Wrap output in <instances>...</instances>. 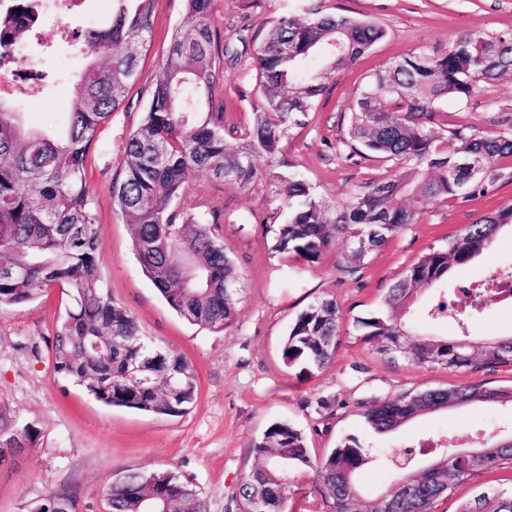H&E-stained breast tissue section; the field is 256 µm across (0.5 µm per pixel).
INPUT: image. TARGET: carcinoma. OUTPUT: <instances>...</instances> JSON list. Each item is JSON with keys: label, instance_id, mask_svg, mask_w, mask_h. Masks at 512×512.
Returning a JSON list of instances; mask_svg holds the SVG:
<instances>
[{"label": "carcinoma", "instance_id": "carcinoma-1", "mask_svg": "<svg viewBox=\"0 0 512 512\" xmlns=\"http://www.w3.org/2000/svg\"><path fill=\"white\" fill-rule=\"evenodd\" d=\"M112 18L87 28L86 59L65 130H30L20 112L0 98V307H20L44 288H61L70 299L56 321L51 344L55 373L111 407L178 417L198 398L195 369L180 354L149 345L136 318L108 293L98 267L93 192L87 180L90 152L104 125L122 105L138 74V59L153 28L154 0H114ZM217 0H185L190 20L175 30L154 76L143 123L127 139L125 174L112 187L121 214L132 226V245L144 275L166 304L193 325L222 330L232 325L242 299L240 274L224 248L218 216L191 193L196 174L240 189L261 180L277 184L288 204V222L275 232V252L285 260L320 262L338 243L348 265L360 267L433 205L492 191L494 171L512 161V134H480L448 125L443 100L468 104L484 84L512 77V34L469 31L443 53L411 50L376 71L349 108L347 158L388 164L344 204L331 205L304 179L274 172L282 142L306 125L317 98L340 66L352 65L385 36L377 24L346 15L308 12L282 18L253 57L262 103L252 126L240 133L224 125V68L214 50ZM16 26L0 9V30L15 39H43L37 5ZM292 87L291 94L283 89ZM455 147L448 149V140ZM180 201L176 208L173 201ZM512 227V206L485 214L407 266L381 306L353 321L357 340L383 355L411 354L417 366L456 371L512 363V334L475 342L464 324L459 336L416 333L407 341L403 317L417 293L474 262ZM191 256L194 269L174 262ZM431 320L456 318L439 301L424 309ZM343 315L334 297L302 311L281 349L284 367L310 375L326 368L339 345ZM139 371L132 372V366ZM475 403L511 404L512 386L482 384L428 388L400 394L364 414L376 434H393L416 417ZM33 425L16 428L0 409V448L36 445ZM479 463L452 457L438 473L394 470L381 503L365 494L358 474L377 462L353 437L313 462L302 432L285 422L267 427L254 448L264 462L237 488L243 512L259 494L265 512H284L294 475L314 468L331 512H435L436 504L489 471L512 464V444L489 433ZM162 495L171 512H208L193 485L173 471H128L104 492L109 512H142V501ZM459 512H512V491L487 486L462 501Z\"/></svg>", "mask_w": 512, "mask_h": 512}]
</instances>
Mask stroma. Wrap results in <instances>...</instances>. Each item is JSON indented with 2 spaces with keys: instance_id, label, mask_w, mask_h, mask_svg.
I'll use <instances>...</instances> for the list:
<instances>
[{
  "instance_id": "obj_1",
  "label": "stroma",
  "mask_w": 512,
  "mask_h": 512,
  "mask_svg": "<svg viewBox=\"0 0 512 512\" xmlns=\"http://www.w3.org/2000/svg\"><path fill=\"white\" fill-rule=\"evenodd\" d=\"M315 3L323 13L385 30L366 56L336 71L306 126L284 140L275 167L284 177L301 175L326 199L342 203L385 172L375 163L346 159L342 150L346 114L370 76L412 49L445 52L469 30L512 33V0H218L216 51L224 64L228 125L242 130L252 124L260 101L252 57L269 30L282 17H305ZM187 23L184 0H155L150 46L136 82L91 152L88 181L98 266L110 295L135 316L155 347L176 351L193 366L198 399L179 417L103 405L54 371L50 343L66 303L59 289H48L20 308H0V405L9 408L18 425L29 423L41 431L37 446L0 466V512H31L46 494L70 483L80 487V512H102L104 490L127 469L175 471L206 499L209 512H240L233 492L261 464L252 444L274 422L300 429L315 460L349 437L382 456L404 444L446 440L468 447L491 431L512 434L510 404L424 415L397 433L374 434L364 414L376 402L452 384L507 387L512 366L477 372L424 368L406 354L380 355L352 332L354 318L376 310L407 265L429 248L446 246L449 237L479 216L512 205L510 162L500 164L491 193L431 206L419 223L355 270L348 268L340 246L312 266L273 251L272 228L286 221L288 210L269 183L242 191L199 174L192 187L221 216L224 246L242 274V300L235 322L222 331L192 325L167 306L133 254L131 227L113 202L112 185L124 176L126 140L149 107L156 64L174 30ZM42 34L52 50L43 60L48 78L40 98L31 99L23 83L8 97L33 129L66 124L69 109L58 106L56 87L64 85L67 95H74L73 76L85 65L78 46L57 40L52 24H45ZM440 109L449 120L487 134L512 129V78L478 90L466 107L445 101ZM511 263L512 233L506 231L479 260L453 269L446 282L423 292L409 324L455 335V322H431L423 306L438 300L455 304L461 284L484 281L496 267ZM323 296L336 299L344 319L345 336L335 358L311 376L286 371L280 350L288 329L314 298ZM466 326L477 338L512 334V303L487 296L481 313Z\"/></svg>"
}]
</instances>
